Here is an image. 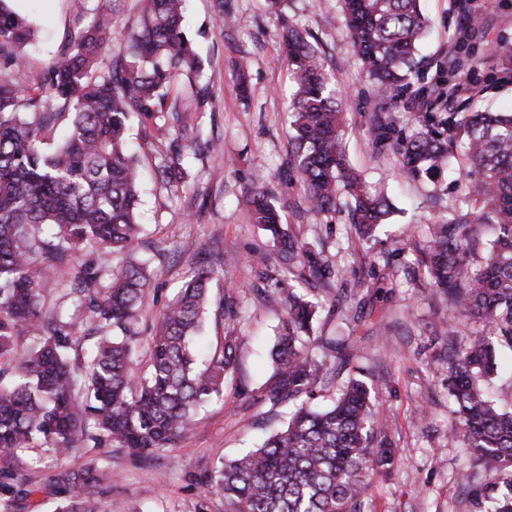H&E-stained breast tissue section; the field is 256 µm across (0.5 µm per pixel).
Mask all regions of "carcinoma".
<instances>
[{
	"label": "carcinoma",
	"instance_id": "1",
	"mask_svg": "<svg viewBox=\"0 0 512 512\" xmlns=\"http://www.w3.org/2000/svg\"><path fill=\"white\" fill-rule=\"evenodd\" d=\"M122 49L114 53L112 16L77 19L62 59L29 88L13 71H0V456L45 448L65 459L79 448L130 452L134 462L167 453L197 424L199 408L224 394L236 368L238 310L230 295L212 302L214 259L198 267L181 292L159 309L150 334L140 336L157 271L137 260L141 241L138 160L127 147L133 116L154 120L166 146L156 165L173 182L185 151L217 150L188 137L170 93L201 70L182 28L183 0H145ZM348 35L368 77L389 93L409 83L417 44L427 28L420 0H341ZM34 35L30 22L0 0V59L18 68L20 48ZM280 49L295 94L289 127L288 183L302 188L317 216L336 213L348 196L350 223L369 240L391 206L384 191L366 185L347 162L341 104L318 49L294 24ZM65 123L64 139L47 147ZM372 136L395 150L400 173L436 179L459 150L469 170L459 204L429 225L420 262L425 284L469 315L478 329L462 347L450 343L433 366L444 374L454 402L448 440L470 449L485 479L471 484L472 512H512V404L497 403L480 385L494 373L495 345L512 348V112H430L420 131L392 142L380 117ZM251 219L272 242L281 263L311 275L336 273L323 252L296 242L264 187L247 191ZM494 237L486 256L476 229ZM129 256L102 273L99 252ZM50 279L53 288L41 287ZM285 295L271 349L273 373L257 401L269 411L295 410L282 429L242 456L217 460L200 478L208 494L224 496L226 512H372L371 481L397 463L390 424L376 409L378 393L352 377L332 404L316 403L331 388L336 363L349 364L342 336H319L320 355L307 350L323 302L274 279ZM224 321L223 343L204 361L193 342L209 311ZM144 347L146 369L134 356ZM110 478L98 465L64 469L44 485H16L0 472V496L21 509L55 499L54 512H100L97 489Z\"/></svg>",
	"mask_w": 512,
	"mask_h": 512
}]
</instances>
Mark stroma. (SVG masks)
Returning a JSON list of instances; mask_svg holds the SVG:
<instances>
[{
	"mask_svg": "<svg viewBox=\"0 0 512 512\" xmlns=\"http://www.w3.org/2000/svg\"><path fill=\"white\" fill-rule=\"evenodd\" d=\"M226 2L233 17L229 25L214 0H186L183 29L203 60L195 85L207 90L208 103L197 107L192 87L182 86L179 93L189 125L220 141L222 152L186 154L182 166L187 176L174 195L154 177L160 145L152 121L132 123L130 139L143 170V239L169 242L154 283L157 299L163 303L173 297L203 255L223 257L220 277L234 286L241 317L234 377L248 394L238 397L233 386L226 387L223 399L201 411L198 428L158 460L135 465L126 451H113L107 460L112 480L101 487V506L104 512H224L223 497L206 494L194 474L218 459L242 455L287 419L289 405L278 407L272 418L254 400L272 372L270 348L283 313L281 294L254 291L264 275L279 267L274 258L264 266L257 262L266 239L250 219L246 191L263 183L290 235L323 247L343 271L318 295L328 303L343 293L348 299L337 313L321 312L314 333L348 336L362 348L364 379L378 389L392 421L400 462L374 477V512H470L465 488L457 481L468 465V451L448 440L454 405L431 362L447 343L442 333L447 318H454L461 343L474 324L450 316L447 301L425 287L419 271L427 226L453 206L465 166L452 162L434 181L404 180L395 154L373 141L371 119H386L399 136L414 133L423 92L451 62L457 76L474 87L472 95L453 102L452 111L512 110V81L503 78V65L512 59V0H472L481 21L468 29L452 0H423L430 29L419 46L416 72L391 98L362 71L339 0H288L279 13L270 11L266 0ZM10 7L35 29L32 45L24 50L23 82L28 85L49 62L60 59L73 25L72 0H10ZM288 22L317 45L334 77L349 164L365 182L384 188L392 205L391 218L370 241L357 239L347 211L311 213L302 191L283 178L291 150L287 108L294 84L279 41ZM242 81L247 84L243 92L238 89ZM419 407L426 417L418 424L413 412ZM100 460L101 450L92 448L63 461L36 450L9 463L0 461V470L11 469L21 483L44 484L60 469L78 470Z\"/></svg>",
	"mask_w": 512,
	"mask_h": 512,
	"instance_id": "obj_1",
	"label": "stroma"
}]
</instances>
